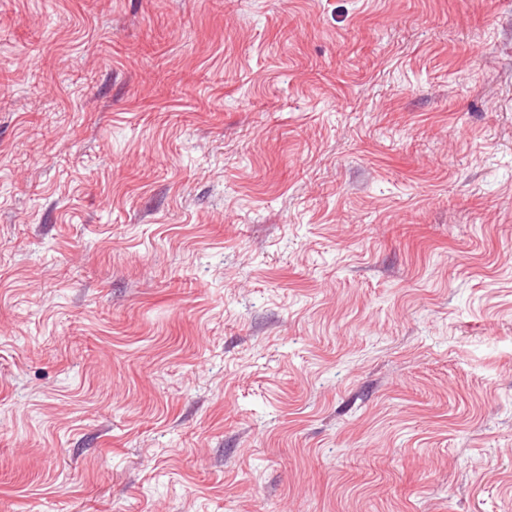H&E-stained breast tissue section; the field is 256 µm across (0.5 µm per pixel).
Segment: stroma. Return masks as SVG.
<instances>
[{
    "label": "stroma",
    "instance_id": "obj_1",
    "mask_svg": "<svg viewBox=\"0 0 512 512\" xmlns=\"http://www.w3.org/2000/svg\"><path fill=\"white\" fill-rule=\"evenodd\" d=\"M0 512H512V0H0Z\"/></svg>",
    "mask_w": 512,
    "mask_h": 512
}]
</instances>
